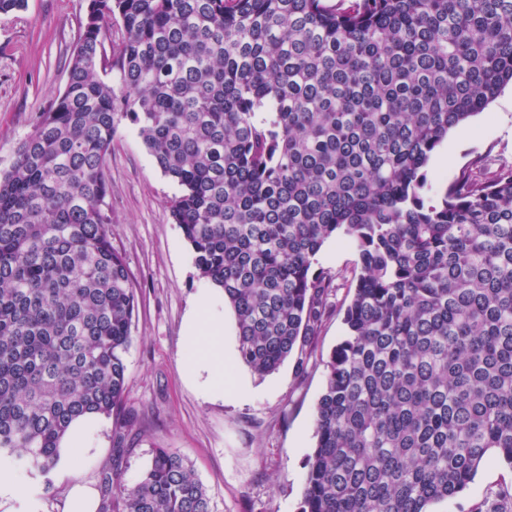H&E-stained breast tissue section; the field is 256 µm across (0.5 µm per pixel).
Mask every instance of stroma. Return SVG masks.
<instances>
[{
	"instance_id": "1",
	"label": "stroma",
	"mask_w": 512,
	"mask_h": 512,
	"mask_svg": "<svg viewBox=\"0 0 512 512\" xmlns=\"http://www.w3.org/2000/svg\"><path fill=\"white\" fill-rule=\"evenodd\" d=\"M87 0H27L26 9L0 13V171L19 143L63 91L71 51ZM482 160L486 171L512 164V85L466 126L449 133L426 167L429 198H438L462 170ZM112 245L124 257L136 295L132 342L126 354L122 412L130 420L123 472L134 483L152 449L171 448L190 461L214 512H299L306 461L316 439L314 411L326 363L346 333L342 310L353 294L358 255L347 238L328 239L312 273L332 276L331 313L316 336L297 344L273 373L260 376L231 358L226 375L240 384L237 397L205 396L185 373L193 352L187 319L200 298L224 317V345L237 347L236 324L224 296L201 278L193 252L166 201L178 186L157 167L135 126L118 128L106 157ZM39 512H63L69 480L26 478ZM512 492V468L490 457L459 496L432 504L431 512H471Z\"/></svg>"
}]
</instances>
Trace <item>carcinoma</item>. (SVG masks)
Masks as SVG:
<instances>
[{"label": "carcinoma", "mask_w": 512, "mask_h": 512, "mask_svg": "<svg viewBox=\"0 0 512 512\" xmlns=\"http://www.w3.org/2000/svg\"><path fill=\"white\" fill-rule=\"evenodd\" d=\"M509 83L512 0H88L64 91L0 173V458L45 476L75 419L129 427L136 296L104 211L127 121L253 372L331 312L325 240L357 251L300 512H430L488 457L512 468V165L423 197L448 133ZM123 453L99 512H211L180 455L128 484Z\"/></svg>", "instance_id": "1"}]
</instances>
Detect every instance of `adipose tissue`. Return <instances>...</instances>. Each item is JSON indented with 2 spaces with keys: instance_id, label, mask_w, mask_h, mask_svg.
<instances>
[{
  "instance_id": "adipose-tissue-1",
  "label": "adipose tissue",
  "mask_w": 512,
  "mask_h": 512,
  "mask_svg": "<svg viewBox=\"0 0 512 512\" xmlns=\"http://www.w3.org/2000/svg\"><path fill=\"white\" fill-rule=\"evenodd\" d=\"M188 343L194 351L195 360L190 371L201 378L202 391L211 397L224 395V329L220 323L210 320L203 309H194L188 320ZM95 417L75 422L64 438L60 455L73 481L68 488L64 512H98L101 495L92 481L82 475L84 462L99 456L92 431Z\"/></svg>"
}]
</instances>
